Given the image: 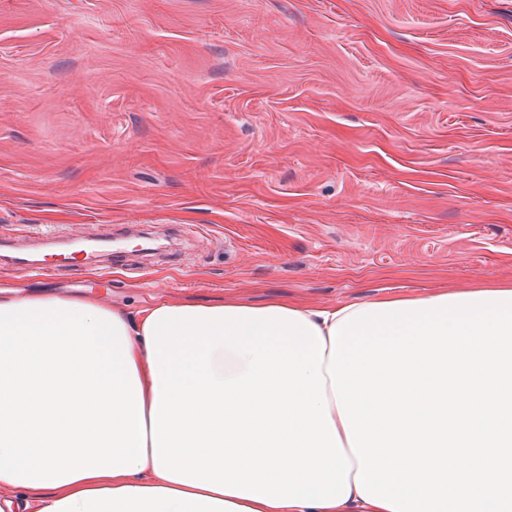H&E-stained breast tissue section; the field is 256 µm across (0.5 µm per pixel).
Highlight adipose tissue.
Instances as JSON below:
<instances>
[{"mask_svg": "<svg viewBox=\"0 0 512 512\" xmlns=\"http://www.w3.org/2000/svg\"><path fill=\"white\" fill-rule=\"evenodd\" d=\"M0 289V490L26 512H386L327 373L353 313Z\"/></svg>", "mask_w": 512, "mask_h": 512, "instance_id": "obj_1", "label": "adipose tissue"}]
</instances>
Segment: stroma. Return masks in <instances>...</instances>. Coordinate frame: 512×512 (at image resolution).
Listing matches in <instances>:
<instances>
[{"label": "stroma", "instance_id": "stroma-1", "mask_svg": "<svg viewBox=\"0 0 512 512\" xmlns=\"http://www.w3.org/2000/svg\"><path fill=\"white\" fill-rule=\"evenodd\" d=\"M0 244L132 314L512 283V0H0Z\"/></svg>", "mask_w": 512, "mask_h": 512}]
</instances>
